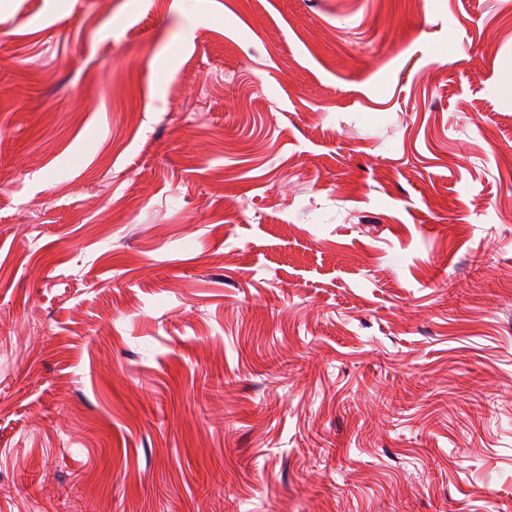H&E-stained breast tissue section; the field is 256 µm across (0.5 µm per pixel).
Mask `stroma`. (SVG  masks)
Masks as SVG:
<instances>
[{
	"label": "stroma",
	"instance_id": "1",
	"mask_svg": "<svg viewBox=\"0 0 512 512\" xmlns=\"http://www.w3.org/2000/svg\"><path fill=\"white\" fill-rule=\"evenodd\" d=\"M0 512H512V0H0Z\"/></svg>",
	"mask_w": 512,
	"mask_h": 512
}]
</instances>
